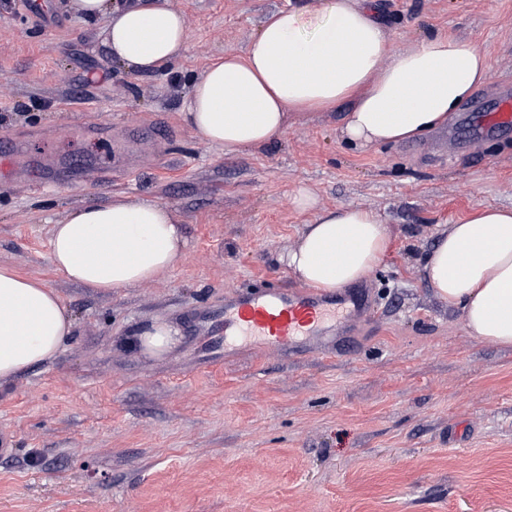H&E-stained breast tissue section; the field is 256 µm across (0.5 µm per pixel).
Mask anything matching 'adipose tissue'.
Segmentation results:
<instances>
[{
  "label": "adipose tissue",
  "mask_w": 512,
  "mask_h": 512,
  "mask_svg": "<svg viewBox=\"0 0 512 512\" xmlns=\"http://www.w3.org/2000/svg\"><path fill=\"white\" fill-rule=\"evenodd\" d=\"M85 20H104L111 58L152 72L188 49L189 22L167 0H67ZM486 55L437 32L394 47L374 0H298L262 22L244 54H225L196 79L182 115L203 143L236 153L280 137L292 112L350 102L341 130L356 148L420 137L489 79ZM295 205L314 213L280 260L305 285L332 292L378 265L388 233L372 210L319 206L302 190ZM180 215L149 200L70 210L52 228L51 260L66 277L109 291L150 284L184 258ZM423 274L437 298L462 313L467 332L512 346V208L485 207L443 229ZM72 329L60 296L41 280L0 267V383L51 360Z\"/></svg>",
  "instance_id": "obj_1"
}]
</instances>
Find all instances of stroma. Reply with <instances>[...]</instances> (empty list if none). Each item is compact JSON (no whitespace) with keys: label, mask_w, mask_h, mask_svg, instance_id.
Here are the masks:
<instances>
[{"label":"stroma","mask_w":512,"mask_h":512,"mask_svg":"<svg viewBox=\"0 0 512 512\" xmlns=\"http://www.w3.org/2000/svg\"><path fill=\"white\" fill-rule=\"evenodd\" d=\"M43 16L0 0V141L17 145L0 186V265L54 289L72 332L51 361L0 385V512H512V347L470 336L422 262L439 232L481 206H512V129L468 137V109L512 94V0H375L395 47L445 30L486 53L489 82L438 131L356 150L346 105L288 116L284 134L237 154L184 123L192 82L240 53L289 0H169L189 20L183 57L127 70L66 0ZM99 81L85 85L87 69ZM322 206L374 210L390 236L346 294L373 308L347 353L283 356L216 330L226 293L298 281L281 263ZM176 209L184 260L159 281L103 292L50 260L51 226L117 198ZM166 323L152 357L138 336ZM138 342L144 352L154 357H160L168 353L176 344V336H173L172 329L161 324L152 332L139 336Z\"/></svg>","instance_id":"stroma-1"}]
</instances>
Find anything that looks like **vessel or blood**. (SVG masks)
Instances as JSON below:
<instances>
[{
	"instance_id": "obj_1",
	"label": "vessel or blood",
	"mask_w": 512,
	"mask_h": 512,
	"mask_svg": "<svg viewBox=\"0 0 512 512\" xmlns=\"http://www.w3.org/2000/svg\"><path fill=\"white\" fill-rule=\"evenodd\" d=\"M473 134L512 127V96L502 97L498 108L472 116ZM371 310L364 297L355 301L330 297L306 288H254L235 292L224 301L225 346L253 340L265 350L298 354L304 343L327 335L329 329L353 330Z\"/></svg>"
}]
</instances>
